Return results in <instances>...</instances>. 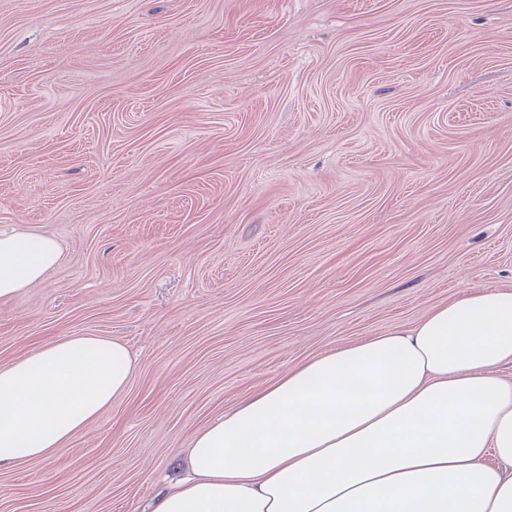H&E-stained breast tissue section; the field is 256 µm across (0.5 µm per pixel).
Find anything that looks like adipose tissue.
Returning <instances> with one entry per match:
<instances>
[{"label": "adipose tissue", "instance_id": "obj_1", "mask_svg": "<svg viewBox=\"0 0 512 512\" xmlns=\"http://www.w3.org/2000/svg\"><path fill=\"white\" fill-rule=\"evenodd\" d=\"M51 235L0 232V300L61 259ZM512 289L304 362L194 437L153 512H512ZM138 361L66 335L0 366V467L41 460L126 393Z\"/></svg>", "mask_w": 512, "mask_h": 512}]
</instances>
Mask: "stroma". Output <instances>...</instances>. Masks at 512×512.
Instances as JSON below:
<instances>
[{"mask_svg":"<svg viewBox=\"0 0 512 512\" xmlns=\"http://www.w3.org/2000/svg\"><path fill=\"white\" fill-rule=\"evenodd\" d=\"M61 263L0 366L122 340L128 391L0 512H147L295 365L512 287V0H0V229Z\"/></svg>","mask_w":512,"mask_h":512,"instance_id":"1","label":"stroma"}]
</instances>
